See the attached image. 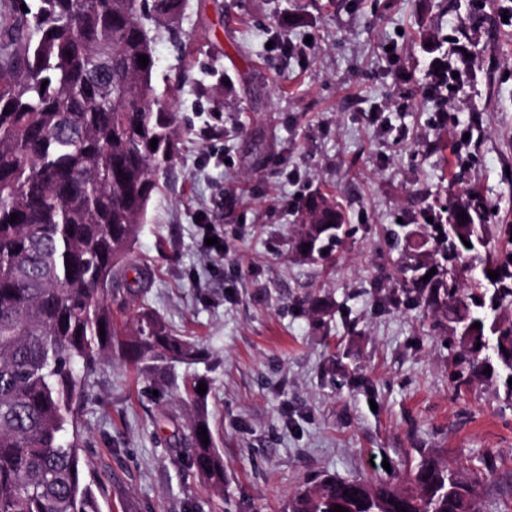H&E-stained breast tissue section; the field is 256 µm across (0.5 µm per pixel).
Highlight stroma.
Returning <instances> with one entry per match:
<instances>
[{"instance_id":"obj_1","label":"stroma","mask_w":512,"mask_h":512,"mask_svg":"<svg viewBox=\"0 0 512 512\" xmlns=\"http://www.w3.org/2000/svg\"><path fill=\"white\" fill-rule=\"evenodd\" d=\"M512 0H185L153 75L182 131L126 273L204 354L215 493L177 452L188 409L116 355L87 376L82 470L101 512H283L326 478L433 456L489 471L512 503V402L456 384V347L391 275L387 226L474 186L512 222ZM459 35L460 50L436 51ZM458 74L434 120L437 62ZM182 69L192 79L177 90ZM336 196L351 237L321 268L289 243L303 198ZM217 245H210V238Z\"/></svg>"}]
</instances>
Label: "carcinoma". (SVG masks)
Listing matches in <instances>:
<instances>
[{"instance_id": "cac0c4a2", "label": "carcinoma", "mask_w": 512, "mask_h": 512, "mask_svg": "<svg viewBox=\"0 0 512 512\" xmlns=\"http://www.w3.org/2000/svg\"><path fill=\"white\" fill-rule=\"evenodd\" d=\"M182 8L183 0H39L34 36L27 13L0 14V512H100L77 427L87 375L109 353L191 407L180 438L188 467L224 489V456L207 395L197 392L209 380L194 374L176 385L180 367L202 360L196 344L144 304L126 333L115 327L132 303L121 263L180 138L153 74L154 26ZM493 209L467 189L424 211L417 229H389L388 242L401 251L397 278L447 322L455 381L489 368L512 399V319L486 325L489 312L512 306V224L493 223ZM297 219L292 248L313 263L335 260L350 236L336 198L311 196ZM477 488L453 465L424 458L400 483L325 480L287 512H479Z\"/></svg>"}]
</instances>
